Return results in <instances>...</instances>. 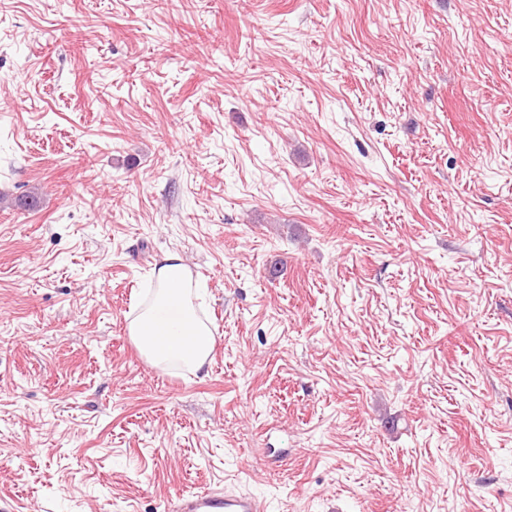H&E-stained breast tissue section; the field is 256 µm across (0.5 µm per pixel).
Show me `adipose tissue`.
I'll use <instances>...</instances> for the list:
<instances>
[{
  "instance_id": "1",
  "label": "adipose tissue",
  "mask_w": 512,
  "mask_h": 512,
  "mask_svg": "<svg viewBox=\"0 0 512 512\" xmlns=\"http://www.w3.org/2000/svg\"><path fill=\"white\" fill-rule=\"evenodd\" d=\"M150 297L128 316V334L151 364L181 365L206 374L215 346L191 301L192 278L181 257L166 254L148 278Z\"/></svg>"
}]
</instances>
